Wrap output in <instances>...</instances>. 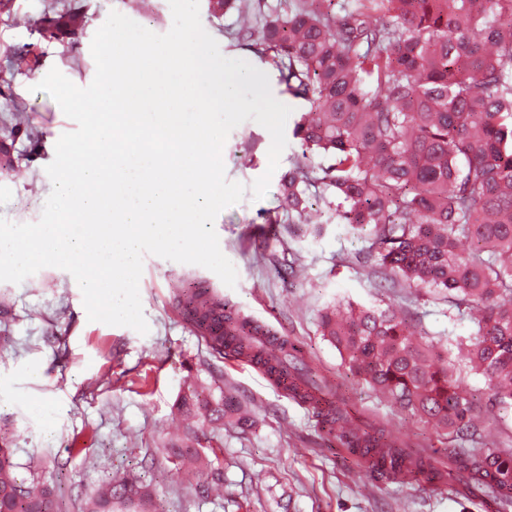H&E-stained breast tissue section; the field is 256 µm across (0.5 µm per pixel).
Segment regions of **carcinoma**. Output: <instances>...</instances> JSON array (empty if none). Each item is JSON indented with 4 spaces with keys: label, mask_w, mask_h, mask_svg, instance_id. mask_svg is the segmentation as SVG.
Instances as JSON below:
<instances>
[{
    "label": "carcinoma",
    "mask_w": 512,
    "mask_h": 512,
    "mask_svg": "<svg viewBox=\"0 0 512 512\" xmlns=\"http://www.w3.org/2000/svg\"><path fill=\"white\" fill-rule=\"evenodd\" d=\"M215 12L260 22L265 62L307 111L294 123L303 159L281 178L280 203L297 224L322 234L336 222L365 239L362 264L391 288L425 289L448 317L472 320L476 334L448 338L446 356L416 338L412 320L391 307L337 302L320 332L346 370L398 409L448 440V467L410 449L382 424L349 407L335 389L307 380L314 411L343 448L362 449L377 478L410 476L448 484L466 500L496 498L512 512V455L479 444V412L456 373L454 351L482 375L496 400L512 404V0H210ZM330 208L322 219L317 202ZM203 318L224 320L233 353H268L223 303L199 292ZM276 363L304 375L285 352ZM209 421L247 423L228 398L204 403ZM182 466L197 448H174ZM0 444V512H57V488L17 477ZM135 479L107 480L85 512H152Z\"/></svg>",
    "instance_id": "obj_1"
}]
</instances>
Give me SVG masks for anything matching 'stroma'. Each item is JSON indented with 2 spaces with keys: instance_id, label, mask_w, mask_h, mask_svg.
I'll list each match as a JSON object with an SVG mask.
<instances>
[{
  "instance_id": "stroma-1",
  "label": "stroma",
  "mask_w": 512,
  "mask_h": 512,
  "mask_svg": "<svg viewBox=\"0 0 512 512\" xmlns=\"http://www.w3.org/2000/svg\"><path fill=\"white\" fill-rule=\"evenodd\" d=\"M114 10L157 34L173 22L168 0H0V120L16 128L8 141L11 158L0 163L1 218L40 219L52 191L45 168L60 136L76 124L35 86L53 68L88 86L96 70L92 39ZM199 12L223 56L266 73L274 97L293 113L304 111L271 65L234 45L230 34L240 28V14L213 16L208 0H199ZM270 145L269 132L254 121L234 128L223 148L226 179L249 188L267 173ZM301 159L298 141L288 139L266 196L257 200L247 191L217 216L220 248L237 270L235 287L204 267L145 255L139 292L148 334L88 321L81 289L65 270L45 267L22 283L0 282V437L27 485L59 487L62 512H83L103 481L120 477L149 485L156 512H483L481 502L445 485L371 477L337 449L312 408L259 370L212 355L185 322L184 300L194 289L205 290L240 318L300 346L311 367L401 440L440 448L432 429L344 370L318 331L320 315L340 300L384 301L418 313V332L438 343L472 335L476 327L444 316L413 289L380 287L356 261L366 242L343 225H326L316 236L291 223L280 206V179ZM285 248L299 264L288 279L271 261ZM455 368L485 419L484 443L512 454V407L495 401L485 378L466 362L456 361ZM190 393L202 402L232 399L251 426L188 422L177 404ZM197 433L211 443L208 465L175 469L168 448L191 443ZM214 468L224 477L220 492L197 497Z\"/></svg>"
}]
</instances>
